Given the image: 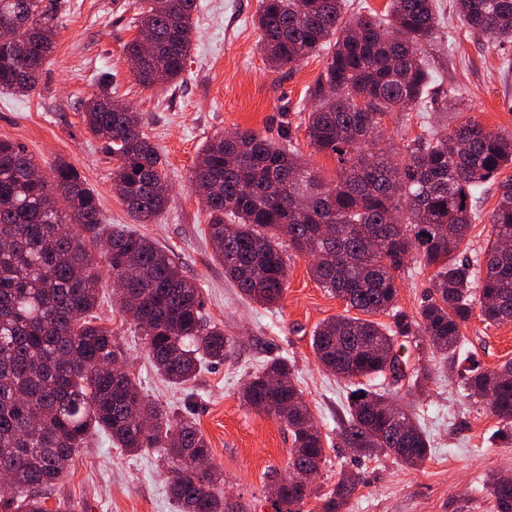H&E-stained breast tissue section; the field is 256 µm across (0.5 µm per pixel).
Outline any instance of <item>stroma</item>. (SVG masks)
I'll use <instances>...</instances> for the list:
<instances>
[{
	"instance_id": "1",
	"label": "stroma",
	"mask_w": 512,
	"mask_h": 512,
	"mask_svg": "<svg viewBox=\"0 0 512 512\" xmlns=\"http://www.w3.org/2000/svg\"><path fill=\"white\" fill-rule=\"evenodd\" d=\"M66 2L57 45L37 90L0 93V140L25 146L45 170L60 158L72 163L98 193L104 223L156 240L201 288L209 319L234 348L229 359L206 365L180 387L155 370L140 331L115 300L111 278L99 283L98 312L119 339L126 368L146 398L196 421L211 448L212 464L223 474L225 497L249 503L251 512H273L269 492L287 467L291 438L276 420L244 406L241 390L266 360L283 357L322 432L325 462L316 487L329 492L344 472L361 478L346 512H493L478 488L489 472L512 473V443L496 438L497 419L442 371L439 354L411 345L402 351L407 372L432 368L434 378L425 391L410 390L406 376L377 381L378 390L410 409L427 432L431 453L424 465L411 469L390 457L356 454L342 447L339 436L348 418L351 385L321 368L311 346L318 325L347 314L345 303L313 279L305 257L294 256L279 305L259 306L241 297L213 257L208 211L188 181L209 139L258 131L276 143L292 144L324 181L335 180V158L311 146L305 124L317 102L324 56L310 57L291 71L274 70L260 51L261 32L254 23L259 0H198L196 37L182 77L176 85L147 89L134 79L124 52L137 34L132 0ZM436 2L441 29L427 54L432 81L424 101L417 110L382 118L385 145L397 154L415 138L469 119L512 132V43L492 44L471 34L456 13L455 0ZM103 77L113 99L141 113L144 132L168 163L172 192L157 223H133L112 190L115 161L81 120V102ZM454 91L461 94L464 111H449ZM508 179L512 167L485 186L481 219L460 246V258L475 260L486 247L498 183ZM431 277L418 264L408 265L399 282L401 311L417 317L432 292ZM462 334L469 356L482 367L512 361V322L489 325L475 317ZM170 476L160 453L130 454L100 433L48 490L46 507L48 512H176Z\"/></svg>"
}]
</instances>
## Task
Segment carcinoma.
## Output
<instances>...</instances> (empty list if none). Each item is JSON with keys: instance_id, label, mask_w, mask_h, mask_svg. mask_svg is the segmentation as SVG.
Here are the masks:
<instances>
[{"instance_id": "1", "label": "carcinoma", "mask_w": 512, "mask_h": 512, "mask_svg": "<svg viewBox=\"0 0 512 512\" xmlns=\"http://www.w3.org/2000/svg\"><path fill=\"white\" fill-rule=\"evenodd\" d=\"M60 0H0V92L36 90L56 47ZM345 0H260L262 51L274 70H294L326 51L318 103L306 130L319 152L336 159L325 182L295 150L253 130L217 136L199 152L188 180L204 189L214 257L247 300L272 305L286 291L287 251L311 259L320 285L365 317L338 316L313 332L319 363L336 376L367 380L385 373L389 355L412 338L443 355L467 396L481 400L512 442V363L488 370L459 359L462 329L473 315L488 324L512 322V183L500 184L492 211L493 240L478 268L456 251L479 211L480 189L512 166V133L462 122L406 145L395 160L379 146L382 116L419 107L430 72L424 56L438 20L434 0H391L387 18L346 17ZM197 0H137L133 17L150 34L124 45L138 61L145 88L178 82L192 49ZM463 25L491 41L512 42V0H457ZM88 130L117 160L112 187L137 224L166 209L167 163L142 131V117L112 100L98 82L84 101ZM44 176L27 150L0 140V475L10 477L19 512H47L43 490L70 468L96 432L130 453L156 448L171 463L170 493L179 512H247L218 495L222 473L198 469L210 448L194 419L172 417L148 401L125 368L112 329L97 314L99 268L115 281L128 275L121 308L145 336L156 369L171 383L195 378L204 359L222 362L231 344L202 313L201 288L174 254L132 231L107 230L99 196L72 164L57 160ZM381 238L371 251L367 235ZM434 268L435 295L411 320L397 309V280L406 263ZM385 314L386 325L376 316ZM281 383L277 389L269 379ZM340 432L345 448L390 456L411 468L429 457L426 434L409 412L401 438L392 429L391 400L366 384L353 391ZM247 406L275 418L291 435L287 467L317 473L323 436L291 380L284 359L267 363L244 385ZM150 424L143 430L136 417ZM360 483L341 475L307 508L313 488L282 489L274 512H343ZM483 491L496 512H512V477L492 471Z\"/></svg>"}]
</instances>
